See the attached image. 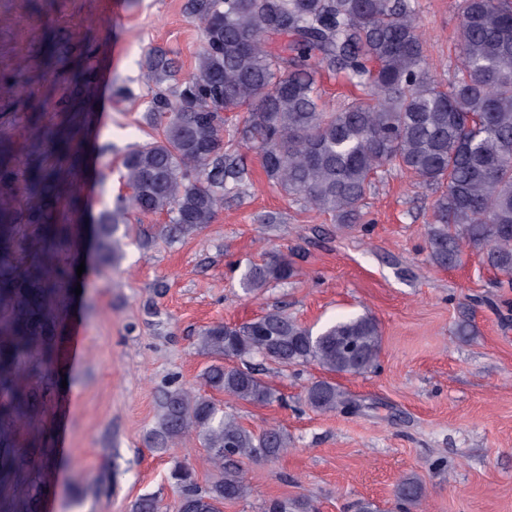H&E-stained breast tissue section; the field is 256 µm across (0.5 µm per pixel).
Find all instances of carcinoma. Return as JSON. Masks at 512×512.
<instances>
[{"label":"carcinoma","instance_id":"obj_1","mask_svg":"<svg viewBox=\"0 0 512 512\" xmlns=\"http://www.w3.org/2000/svg\"><path fill=\"white\" fill-rule=\"evenodd\" d=\"M459 9L458 64L445 83L427 66L416 0H188L204 31L195 72L180 79L178 63L161 49L145 57L155 89L144 119L157 135L123 156L130 195L118 196L98 217L100 264H115L116 234L130 208L166 216L172 240L212 223L224 195L249 177L224 154V114L244 109L236 132L258 149L274 186L340 224H358L375 174L397 166L433 191L430 262L453 267L464 250L476 251L500 283L512 286V0H460ZM279 36L289 38L287 46L269 50L267 41ZM322 71L344 73L367 98L322 111ZM14 163L10 144L0 141V188L13 179ZM23 193L37 237L35 255L22 262L13 196L0 191V425L10 424L18 435L30 429L37 398L32 378L56 358L48 342L53 311L67 306L63 285L76 276L73 268L43 259L58 239L72 235L73 225L57 223L54 212L63 200L72 212L80 206V195L36 153L26 163ZM293 273L286 257L266 252L240 285L253 293ZM381 343L370 315L338 319L315 332L277 308L240 325L211 324L196 345L215 358L201 376L203 386L229 402L270 404L277 391L254 360L361 375L377 368ZM304 404L321 413L356 407L327 379L306 387ZM191 438L206 449L213 480L202 486L191 466L177 462L169 470L178 490L173 505L143 496L131 512H223L224 503L248 495L246 464L277 459L292 446L279 427L250 430L211 396L182 386L161 391L148 446L166 452ZM37 451L45 453L0 442V486H18ZM423 496L419 478L405 477L395 491L399 512H413ZM263 512L318 510L307 499H271Z\"/></svg>","mask_w":512,"mask_h":512}]
</instances>
